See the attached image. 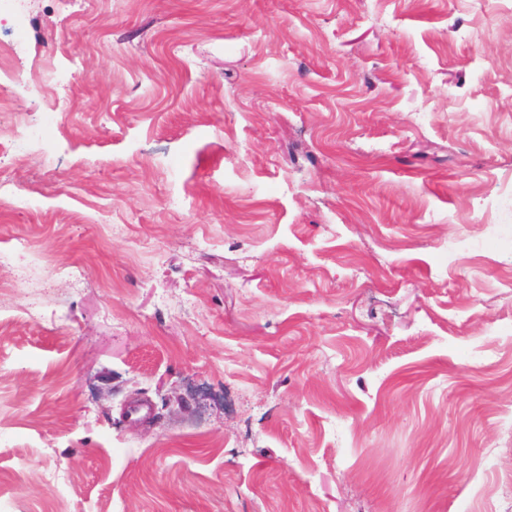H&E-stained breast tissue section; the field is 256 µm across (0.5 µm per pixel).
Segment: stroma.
<instances>
[{"label": "stroma", "instance_id": "obj_1", "mask_svg": "<svg viewBox=\"0 0 512 512\" xmlns=\"http://www.w3.org/2000/svg\"><path fill=\"white\" fill-rule=\"evenodd\" d=\"M24 11L0 512H512V0Z\"/></svg>", "mask_w": 512, "mask_h": 512}]
</instances>
